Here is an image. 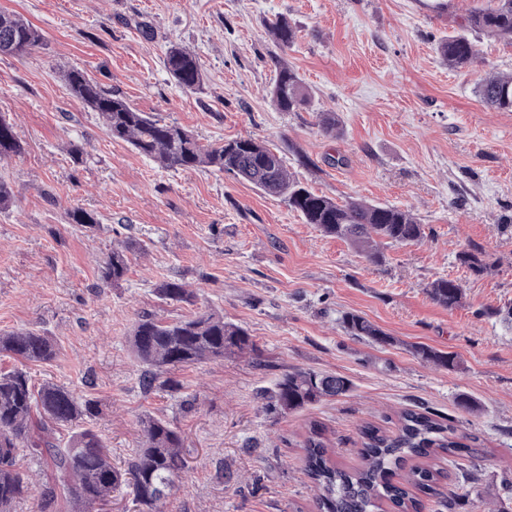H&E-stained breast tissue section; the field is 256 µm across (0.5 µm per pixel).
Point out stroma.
<instances>
[{"instance_id": "stroma-1", "label": "stroma", "mask_w": 512, "mask_h": 512, "mask_svg": "<svg viewBox=\"0 0 512 512\" xmlns=\"http://www.w3.org/2000/svg\"><path fill=\"white\" fill-rule=\"evenodd\" d=\"M434 2L0 0V11L44 37L26 56L0 57V116L24 145L0 161L14 194L0 211V333L35 328L56 341L53 362L29 366L32 381L97 402L89 425L115 466L136 452L144 417L180 432L185 467L165 512H317L301 460L307 422L326 426L333 461L351 469L363 422L392 430L417 404L478 450L433 462L455 512L512 500V327L489 315L512 304V112L474 92L485 71L512 72V43L471 33L480 63L448 68L438 44L473 0ZM278 17L297 31L291 46L267 31ZM173 43L198 55L201 89L166 72ZM279 60L302 80L308 103L298 111L270 101ZM73 67L201 145L250 136L279 148L316 193L410 209L424 237L384 247L374 264L231 174L160 169L71 94L64 74ZM327 111L340 119L338 137L316 126ZM73 142L81 158L69 153ZM74 209L94 213L96 229L67 223ZM116 247L129 272L102 283ZM463 251L487 271L474 274ZM439 278L462 285L458 307L429 297ZM167 280L194 290V304L160 299ZM196 309L246 329L259 356L175 368L178 390L145 388L147 367L129 346L134 324ZM349 311L393 344L348 336L339 318ZM418 345L456 354L460 370L422 361ZM301 369L344 376L352 390L299 412L268 411L279 377ZM462 394L475 410L458 406Z\"/></svg>"}]
</instances>
